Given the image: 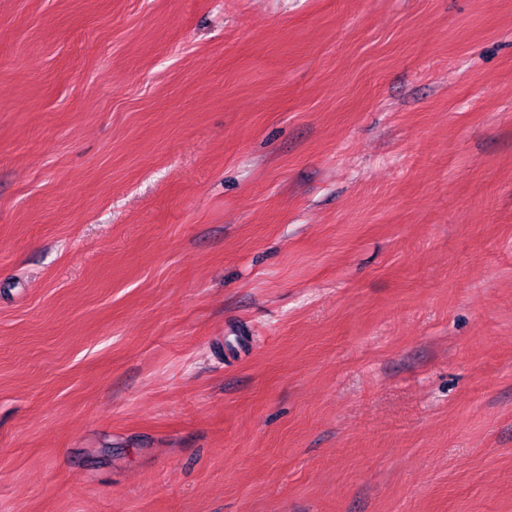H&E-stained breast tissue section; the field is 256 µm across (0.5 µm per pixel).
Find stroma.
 <instances>
[{
    "mask_svg": "<svg viewBox=\"0 0 512 512\" xmlns=\"http://www.w3.org/2000/svg\"><path fill=\"white\" fill-rule=\"evenodd\" d=\"M0 512H512V0H0Z\"/></svg>",
    "mask_w": 512,
    "mask_h": 512,
    "instance_id": "stroma-1",
    "label": "stroma"
}]
</instances>
